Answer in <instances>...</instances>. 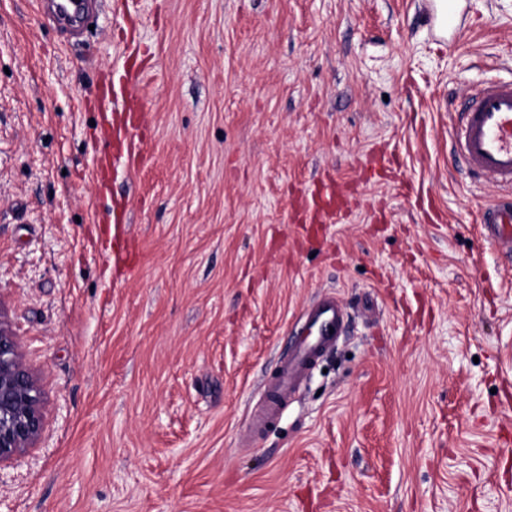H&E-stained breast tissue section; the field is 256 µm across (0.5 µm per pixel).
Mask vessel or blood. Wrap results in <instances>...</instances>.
Wrapping results in <instances>:
<instances>
[{
    "mask_svg": "<svg viewBox=\"0 0 512 512\" xmlns=\"http://www.w3.org/2000/svg\"><path fill=\"white\" fill-rule=\"evenodd\" d=\"M65 28L77 30L87 23L92 0H38ZM455 151L469 172L502 188L483 216L484 237L493 246L512 251V80L477 87L454 120L449 132ZM344 312L335 297L326 295L304 313L303 338L288 358L279 362L264 390V410L256 420L263 427L280 416L288 399L319 356L336 341Z\"/></svg>",
    "mask_w": 512,
    "mask_h": 512,
    "instance_id": "1",
    "label": "vessel or blood"
}]
</instances>
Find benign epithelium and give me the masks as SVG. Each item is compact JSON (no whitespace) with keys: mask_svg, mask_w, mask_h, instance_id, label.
Listing matches in <instances>:
<instances>
[{"mask_svg":"<svg viewBox=\"0 0 512 512\" xmlns=\"http://www.w3.org/2000/svg\"><path fill=\"white\" fill-rule=\"evenodd\" d=\"M45 424L42 386L0 310V464L36 447Z\"/></svg>","mask_w":512,"mask_h":512,"instance_id":"1","label":"benign epithelium"}]
</instances>
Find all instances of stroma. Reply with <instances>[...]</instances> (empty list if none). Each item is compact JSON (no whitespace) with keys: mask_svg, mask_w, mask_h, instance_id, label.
Here are the masks:
<instances>
[{"mask_svg":"<svg viewBox=\"0 0 512 512\" xmlns=\"http://www.w3.org/2000/svg\"><path fill=\"white\" fill-rule=\"evenodd\" d=\"M0 0V308L47 401L0 512H512V252L450 148L512 0ZM142 151L92 176L113 81ZM347 318L250 417L300 318ZM98 0H40L37 9L48 11L66 29L77 30L87 23L92 4ZM344 312L335 297L325 295L304 313L303 338L279 362L272 380L264 390V410L253 428L265 426L280 416L288 407V397L308 374L319 356L331 347L340 335ZM333 328V333H330Z\"/></svg>","mask_w":512,"mask_h":512,"instance_id":"1","label":"stroma"}]
</instances>
